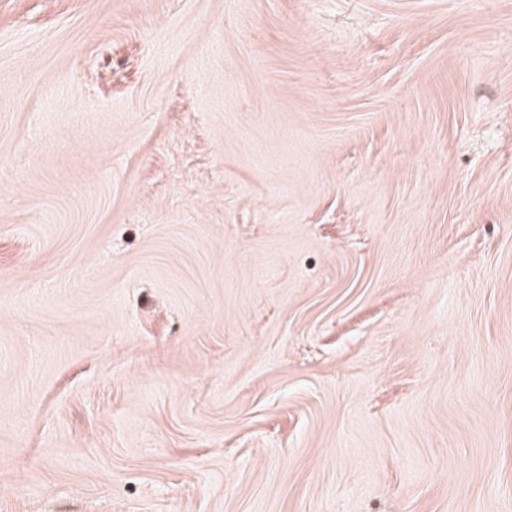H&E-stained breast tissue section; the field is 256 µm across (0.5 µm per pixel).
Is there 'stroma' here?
Instances as JSON below:
<instances>
[{
	"label": "stroma",
	"mask_w": 512,
	"mask_h": 512,
	"mask_svg": "<svg viewBox=\"0 0 512 512\" xmlns=\"http://www.w3.org/2000/svg\"><path fill=\"white\" fill-rule=\"evenodd\" d=\"M0 512H512V0H0Z\"/></svg>",
	"instance_id": "obj_1"
}]
</instances>
